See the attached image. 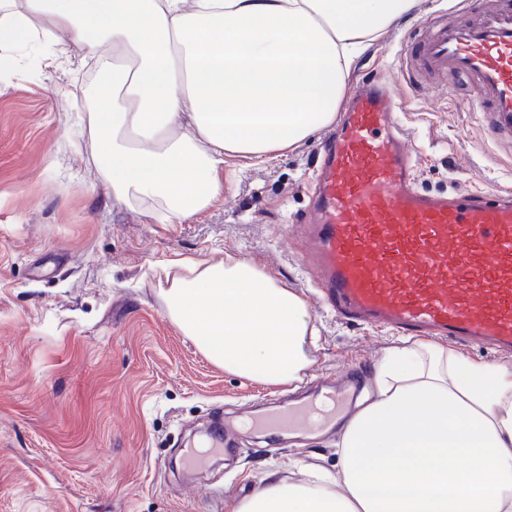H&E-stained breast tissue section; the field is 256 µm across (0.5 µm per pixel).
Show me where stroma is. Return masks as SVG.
Segmentation results:
<instances>
[{
    "label": "stroma",
    "instance_id": "35a3bbf8",
    "mask_svg": "<svg viewBox=\"0 0 512 512\" xmlns=\"http://www.w3.org/2000/svg\"><path fill=\"white\" fill-rule=\"evenodd\" d=\"M475 16L460 0H420L383 29L345 76L396 71L430 14ZM0 69V512H228L267 470L302 481L335 470L338 431L293 433L278 446L253 432L211 451L213 414L240 422L295 384L242 378L213 365L170 322L160 266L233 255L305 301L317 338L302 378L341 370L373 377L397 333L348 323L320 305L300 236L319 136L263 158L224 162V193L180 224L144 204L119 205L93 150L86 70L55 49L53 66L24 48ZM444 77L399 86L400 122L420 189L512 190V139L490 116L444 94ZM204 452L200 467L187 449Z\"/></svg>",
    "mask_w": 512,
    "mask_h": 512
}]
</instances>
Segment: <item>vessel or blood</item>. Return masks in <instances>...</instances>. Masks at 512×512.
Here are the masks:
<instances>
[{
  "label": "vessel or blood",
  "instance_id": "obj_1",
  "mask_svg": "<svg viewBox=\"0 0 512 512\" xmlns=\"http://www.w3.org/2000/svg\"><path fill=\"white\" fill-rule=\"evenodd\" d=\"M415 71L472 85L493 129L512 134V0H481L466 22L430 20L397 73L352 88L317 148L302 226L321 302L346 321L512 353V193L417 187L396 92ZM363 385L359 373L325 382L317 401L266 407L251 428L339 427Z\"/></svg>",
  "mask_w": 512,
  "mask_h": 512
}]
</instances>
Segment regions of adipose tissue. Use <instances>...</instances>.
I'll return each instance as SVG.
<instances>
[{"label":"adipose tissue","mask_w":512,"mask_h":512,"mask_svg":"<svg viewBox=\"0 0 512 512\" xmlns=\"http://www.w3.org/2000/svg\"><path fill=\"white\" fill-rule=\"evenodd\" d=\"M416 0H0V47L70 39L106 57L108 111L89 112L120 204L181 223L224 191L228 153L260 158L332 123L353 58ZM169 319L225 372L300 378L302 297L249 260L173 259ZM230 512H512V368L433 342L387 353L377 394L344 426L336 471L267 472Z\"/></svg>","instance_id":"obj_1"}]
</instances>
